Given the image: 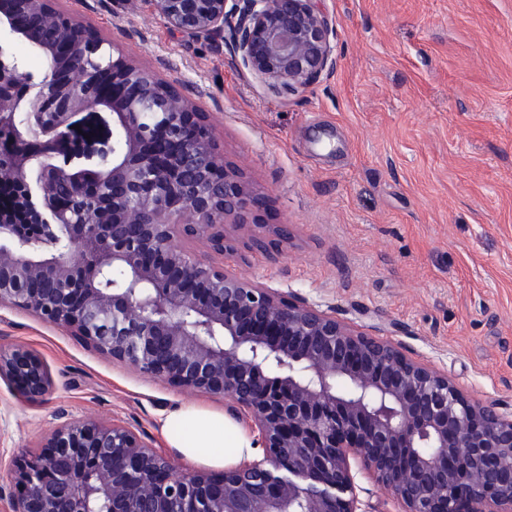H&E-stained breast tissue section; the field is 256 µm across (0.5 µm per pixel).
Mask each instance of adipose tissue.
Segmentation results:
<instances>
[{
  "instance_id": "obj_1",
  "label": "adipose tissue",
  "mask_w": 512,
  "mask_h": 512,
  "mask_svg": "<svg viewBox=\"0 0 512 512\" xmlns=\"http://www.w3.org/2000/svg\"><path fill=\"white\" fill-rule=\"evenodd\" d=\"M164 429L170 447L191 461L202 460L213 466L231 459L257 455L256 436L223 413L198 405H182L168 413Z\"/></svg>"
}]
</instances>
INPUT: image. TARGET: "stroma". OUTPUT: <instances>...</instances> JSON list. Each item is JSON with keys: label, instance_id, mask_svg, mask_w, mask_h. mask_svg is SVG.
<instances>
[{"label": "stroma", "instance_id": "1", "mask_svg": "<svg viewBox=\"0 0 512 512\" xmlns=\"http://www.w3.org/2000/svg\"><path fill=\"white\" fill-rule=\"evenodd\" d=\"M319 6L336 62L289 91L221 43L171 32L149 0L60 2L208 113L225 161L266 196L265 225L227 229L232 248L213 262L402 343L469 398L512 412V0ZM15 346L46 362L53 386L28 402L0 380V512L12 510L11 460L63 421L121 422L165 452L177 406L229 410L0 307V347Z\"/></svg>", "mask_w": 512, "mask_h": 512}]
</instances>
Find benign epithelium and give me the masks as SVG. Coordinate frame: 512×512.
Returning <instances> with one entry per match:
<instances>
[{
	"label": "benign epithelium",
	"mask_w": 512,
	"mask_h": 512,
	"mask_svg": "<svg viewBox=\"0 0 512 512\" xmlns=\"http://www.w3.org/2000/svg\"><path fill=\"white\" fill-rule=\"evenodd\" d=\"M151 4L182 37L221 39L272 87L305 88L333 67L317 0ZM44 19L62 34L55 45L33 37ZM91 31L58 0H0V33L48 65L35 82L0 43V306L224 396L266 454L184 473L131 428L74 418L17 467L13 512H362L352 457L403 512H512V413L471 400L401 344L190 251L189 240L224 254V225L262 224L266 197L178 89L146 121L133 104L156 74L122 55L76 61L69 49ZM0 379L26 400L52 388L22 347L0 349Z\"/></svg>",
	"instance_id": "1"
}]
</instances>
